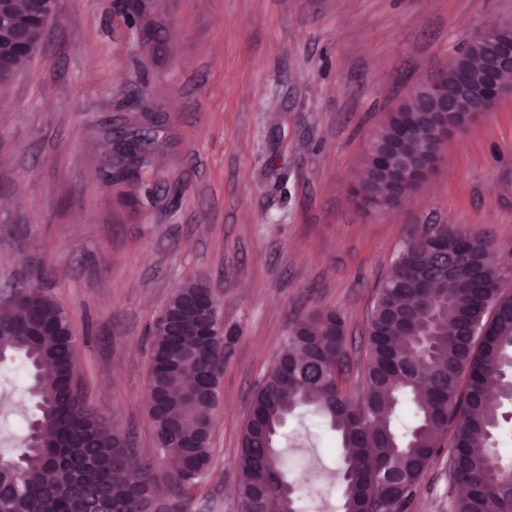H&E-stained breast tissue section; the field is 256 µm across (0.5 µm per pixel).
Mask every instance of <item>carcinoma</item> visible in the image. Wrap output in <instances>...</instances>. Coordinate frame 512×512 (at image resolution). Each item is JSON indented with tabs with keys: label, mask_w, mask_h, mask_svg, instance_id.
<instances>
[{
	"label": "carcinoma",
	"mask_w": 512,
	"mask_h": 512,
	"mask_svg": "<svg viewBox=\"0 0 512 512\" xmlns=\"http://www.w3.org/2000/svg\"><path fill=\"white\" fill-rule=\"evenodd\" d=\"M41 49L34 34L16 55L0 38V70L9 83L21 63ZM159 133L154 117L127 128L104 162L116 181L141 180ZM398 133L407 149L433 147L430 127L416 112H392L371 138L359 190L373 203L392 204L385 146ZM448 254L432 240L410 236L378 289L366 326L361 399L342 388L348 370L347 331L334 310L297 322L257 387L235 459L238 498L255 510L301 512L299 484L288 490L287 458L280 448L289 418L312 413L336 434L341 512H406L420 476L454 427L450 480L463 490L453 512H512L505 494L512 461H504L498 434L505 394L512 390V289L499 286L505 270L489 240L444 229ZM202 296L220 317L219 296L203 278L178 288L165 312H179L178 334L159 318L153 328L148 416L159 454L178 466L170 475L177 500L152 498L151 462L126 456L129 442L117 424L92 413L84 395L66 392L61 379L80 377L77 338L68 313L32 284L13 314L0 316V364L20 359L31 379L36 416L24 442L0 457V512H195L187 491L210 462L216 402L197 393L203 373L224 371L222 351L195 335L185 303ZM406 407L409 422L398 410Z\"/></svg>",
	"instance_id": "carcinoma-1"
}]
</instances>
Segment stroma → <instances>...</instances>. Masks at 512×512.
I'll list each match as a JSON object with an SVG mask.
<instances>
[{"label": "stroma", "instance_id": "35a3bbf8", "mask_svg": "<svg viewBox=\"0 0 512 512\" xmlns=\"http://www.w3.org/2000/svg\"><path fill=\"white\" fill-rule=\"evenodd\" d=\"M59 0L40 55L0 86V308L39 283L79 338L86 400L108 414L160 495L170 463L147 412L152 327L174 291L220 287L224 373L207 472L191 497L239 512L235 458L255 389L292 327L341 314L361 387L362 339L404 239L427 225L487 237L512 263V96L448 140L437 171L398 206L351 195L371 137L420 80L478 31L512 23V0ZM161 112L148 183L114 184L113 125ZM25 368H0V436L32 415ZM288 478L311 471L304 512H339L336 436L289 419ZM452 437L407 512H450Z\"/></svg>", "mask_w": 512, "mask_h": 512}]
</instances>
